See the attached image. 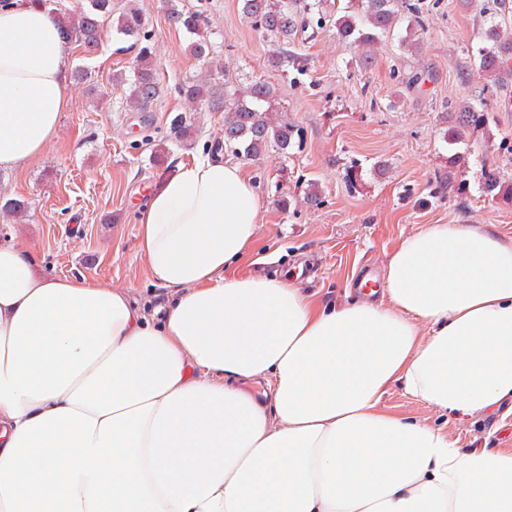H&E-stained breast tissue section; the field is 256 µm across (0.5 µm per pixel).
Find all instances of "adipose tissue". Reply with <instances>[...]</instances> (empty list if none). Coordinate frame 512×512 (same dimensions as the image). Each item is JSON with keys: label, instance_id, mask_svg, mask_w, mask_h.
<instances>
[{"label": "adipose tissue", "instance_id": "1", "mask_svg": "<svg viewBox=\"0 0 512 512\" xmlns=\"http://www.w3.org/2000/svg\"><path fill=\"white\" fill-rule=\"evenodd\" d=\"M68 69L41 0H5L0 169L53 138ZM259 210L220 159L154 191L138 247L174 299L159 326L0 240V512H512V451L380 409L395 384L460 419L512 399V245L429 225L386 302L331 308L233 271Z\"/></svg>", "mask_w": 512, "mask_h": 512}]
</instances>
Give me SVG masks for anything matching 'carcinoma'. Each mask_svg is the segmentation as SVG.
<instances>
[{"label": "carcinoma", "instance_id": "carcinoma-1", "mask_svg": "<svg viewBox=\"0 0 512 512\" xmlns=\"http://www.w3.org/2000/svg\"><path fill=\"white\" fill-rule=\"evenodd\" d=\"M87 5L78 13L57 16L55 20L67 42L76 41L86 51L99 48L104 33L103 21L112 15V0H86ZM244 16L253 20L266 34L285 45L282 51L272 56L270 64L284 67L288 64V38L300 22L292 0H242ZM168 19L187 33L198 36L191 43L194 56L204 58L209 54V45L203 36L205 20L201 13L178 8L170 4ZM407 21L408 27L425 29L424 19L414 0H348L342 14L336 18L337 35L362 48L360 65L368 69L373 57L368 47L377 43L381 34L395 28L399 21ZM484 30L489 46L482 49L475 67L479 75L494 85H504L512 78V0H497L495 15L487 19ZM145 23L143 14L129 8L117 20V31L134 39L138 47L132 61V82L126 100L129 112H148L160 94V77L156 69V54L153 47L142 44ZM182 99L195 108L207 107L224 113V149L246 159H258L269 150L282 152L288 149L293 137V127L288 121L273 117L272 101L276 89L269 82L255 78L245 86L227 89L226 84L213 78L187 80L179 87ZM482 114L471 105L459 108V125L466 128L476 126ZM174 139L184 141L191 137L193 124L187 115L179 113L170 123ZM484 191L512 198V185H503L495 170L484 169Z\"/></svg>", "mask_w": 512, "mask_h": 512}]
</instances>
